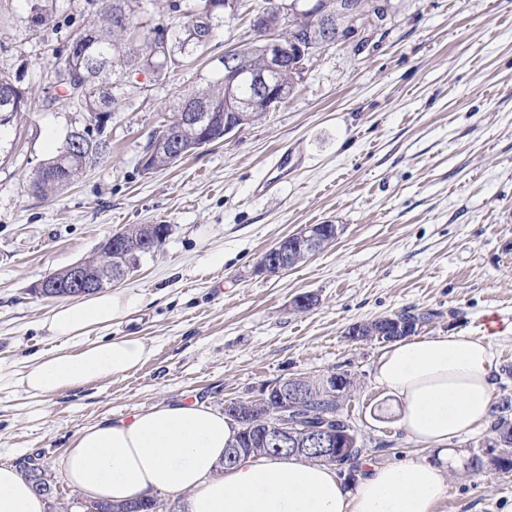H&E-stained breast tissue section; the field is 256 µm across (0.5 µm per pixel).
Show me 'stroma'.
I'll return each mask as SVG.
<instances>
[{"label":"stroma","instance_id":"1","mask_svg":"<svg viewBox=\"0 0 512 512\" xmlns=\"http://www.w3.org/2000/svg\"><path fill=\"white\" fill-rule=\"evenodd\" d=\"M265 2L239 0L166 80L120 75L100 163L44 198L30 173L87 121L45 74L101 4L54 0L52 22L35 30L29 0H0L12 17L0 25V69L32 98H56L54 109L0 126V368L58 346L44 328L55 304L34 284L113 232L170 229L115 285L137 308L111 333L146 339L153 354L142 367L44 398L0 389V462L32 458L51 472L57 493L46 512H88L55 467L82 428L174 401L220 410L291 376L353 378L344 412L363 461L431 459L375 381L383 343L347 336L353 324L408 308L432 313L426 336H479L483 316L499 314L493 399L512 398V0H378L380 14L312 57L290 101L172 167L144 170L165 115L221 77L225 50L255 40L250 20ZM187 5L140 0L143 34L182 27ZM306 224L342 231L282 274H255L266 250ZM305 292L318 304L296 311ZM491 437L485 424L450 440L458 461L434 512H512V473L468 474L473 448Z\"/></svg>","mask_w":512,"mask_h":512}]
</instances>
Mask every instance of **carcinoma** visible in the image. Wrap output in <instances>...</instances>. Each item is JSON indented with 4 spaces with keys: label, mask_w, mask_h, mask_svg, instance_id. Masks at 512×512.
Here are the masks:
<instances>
[{
    "label": "carcinoma",
    "mask_w": 512,
    "mask_h": 512,
    "mask_svg": "<svg viewBox=\"0 0 512 512\" xmlns=\"http://www.w3.org/2000/svg\"><path fill=\"white\" fill-rule=\"evenodd\" d=\"M328 2L336 16V32L334 39L322 45L324 49L339 41V37L343 35V23L353 21L373 10V0ZM214 4L215 0H192L188 7L190 20L180 31L171 35L178 51L195 47V21L199 16L206 14ZM137 8L139 0H107L100 19L76 34L66 58L51 71L50 78L53 79V83L65 90V97L89 114L112 113L118 110V98L114 94L112 81L114 63L117 62L132 71L147 70L157 78L166 75L173 68L165 57L156 53L151 37L147 36L142 41H131V37L139 33ZM4 90L11 92V111L16 113L28 112L36 106L48 111L54 105V101L48 97L42 99L39 104L32 102L26 91L17 85V78L8 71L0 70V92ZM193 99L209 101L218 109L212 126V136L219 140L224 139V91L221 85L208 87L194 94ZM182 120L183 113L176 110L167 119L165 128L179 133L181 141L187 147L193 142V133L189 128L181 127ZM100 133L99 125L90 124L82 129V133L66 136L57 153L42 163L30 177L29 185L33 192L44 197L56 193L72 183L87 168L96 165L106 147ZM73 137L92 141L95 144L94 152L89 154L83 151L71 142ZM307 389L311 393L313 417L334 412L352 433L353 449L341 459V463H358L363 448L357 441L350 419L341 411V404H335L320 396L319 381H307ZM498 450L500 453L490 457L485 455L481 447L473 451L469 464L471 474L482 473L488 464L498 470L512 471V444L500 446ZM35 472L41 473L44 487H36L34 491L46 499L53 497L56 487L47 471L42 467L34 468L31 462L23 464L22 474L27 481H33ZM161 507L163 503L156 498H137L121 504L95 501L91 503L90 512H162Z\"/></svg>",
    "instance_id": "carcinoma-1"
}]
</instances>
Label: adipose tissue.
<instances>
[{
  "instance_id": "1",
  "label": "adipose tissue",
  "mask_w": 512,
  "mask_h": 512,
  "mask_svg": "<svg viewBox=\"0 0 512 512\" xmlns=\"http://www.w3.org/2000/svg\"><path fill=\"white\" fill-rule=\"evenodd\" d=\"M135 303L131 295L109 292L58 306L45 327L62 347L0 375V385L48 396L139 368L152 354L143 337L90 338L125 319ZM493 369L492 344L484 337L452 332L388 346L375 379L399 399L400 426L437 459L372 466L354 484L341 467L296 456H251L220 468L235 427L222 412L184 403L84 427L57 468L87 499L120 503L166 493L180 496L182 512H432L449 491L456 463L449 440L488 417ZM0 512H46L45 499L7 462L0 463Z\"/></svg>"
}]
</instances>
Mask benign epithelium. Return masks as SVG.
I'll use <instances>...</instances> for the list:
<instances>
[{"mask_svg": "<svg viewBox=\"0 0 512 512\" xmlns=\"http://www.w3.org/2000/svg\"><path fill=\"white\" fill-rule=\"evenodd\" d=\"M297 12L294 24L306 23L302 12L297 10V2L279 5L273 11L265 7L252 18V26L258 35L257 42L263 55L264 64L256 70L241 63L238 51L228 50L220 60L224 72V135L253 121L258 113L275 110L288 96L281 85L280 76L288 69V64L297 68L305 67V61L314 48L330 35L335 27L334 14L321 11L322 21L319 27L305 28V37L288 41L280 37L277 30L282 26L285 16L290 11ZM251 86L253 95L242 98L238 94L240 84ZM213 117L206 106L192 116V125L196 137L200 139L198 147L210 144L208 130ZM166 234L156 224L139 225V239L135 241L137 250L160 249ZM327 238L318 224H306L295 233L283 238L271 247L256 265L255 272L260 275H278L288 268V254L301 252L305 255L317 253L325 248ZM98 249H107L115 255L114 266H91L85 261H77L68 267V284L73 294L80 296L90 288L110 286L124 279L128 274L126 235L117 232L103 240ZM326 398L331 401L344 402L351 391L348 381L336 378L332 373L323 378ZM276 404L265 401L261 407L254 401L227 404L224 414L231 416L258 431L261 446H273L275 449L287 450L295 454L309 455L323 462L335 463L350 451L351 434L340 433L333 426L309 427L303 424V413L308 402L303 377L295 376L277 381Z\"/></svg>", "mask_w": 512, "mask_h": 512, "instance_id": "1", "label": "benign epithelium"}]
</instances>
